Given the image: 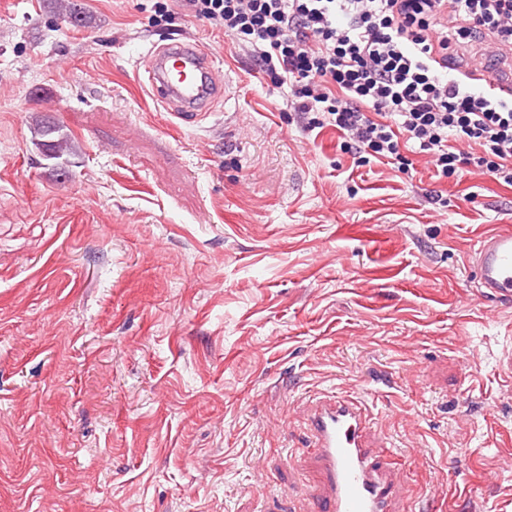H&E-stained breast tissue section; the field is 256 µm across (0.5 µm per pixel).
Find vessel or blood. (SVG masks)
<instances>
[{
  "mask_svg": "<svg viewBox=\"0 0 512 512\" xmlns=\"http://www.w3.org/2000/svg\"><path fill=\"white\" fill-rule=\"evenodd\" d=\"M153 98L177 124L206 121L224 97L214 57L199 44L169 38L153 45L138 65ZM482 297L512 303V225L482 236L469 256ZM312 463L320 473L316 512H396V466L368 440V414L357 398L336 396L314 403L308 414Z\"/></svg>",
  "mask_w": 512,
  "mask_h": 512,
  "instance_id": "b4317fda",
  "label": "vessel or blood"
}]
</instances>
